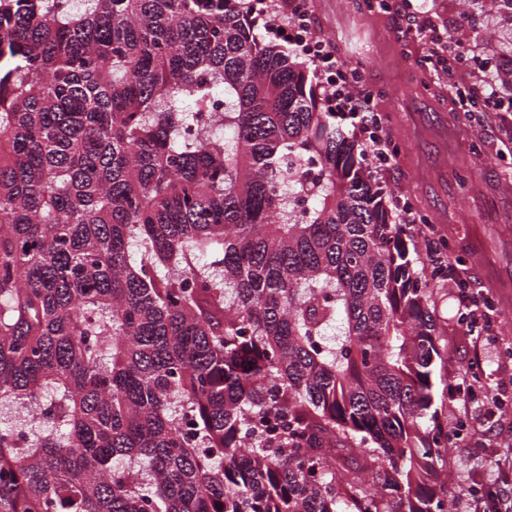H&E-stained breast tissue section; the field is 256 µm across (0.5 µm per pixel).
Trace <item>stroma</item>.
<instances>
[{"label":"stroma","mask_w":512,"mask_h":512,"mask_svg":"<svg viewBox=\"0 0 512 512\" xmlns=\"http://www.w3.org/2000/svg\"><path fill=\"white\" fill-rule=\"evenodd\" d=\"M311 17L326 41L335 43L341 61L363 59L362 90L375 91L373 109L383 133L398 154L391 164L373 163L376 180L390 198L410 197L420 221L406 227L416 245L418 264H428L430 246L448 243L463 279L479 284L488 302L494 331L488 343L477 344L459 322L458 286L433 279L431 307L442 329L443 358L433 374L438 426L447 429L448 496L458 500L477 483L512 487V472L503 473L490 459L500 447L512 446V86L497 89L500 111H467L466 93L478 90V74L486 70L485 41L512 48V29L501 26L496 12L465 13L460 0H409L410 12L358 13L352 0H308ZM429 17L440 30L463 35L472 46L471 66L449 70L427 64L431 45L402 40L408 15ZM483 151L475 155L472 143ZM471 175L468 192H460L456 175ZM482 358L505 405V416L489 417L480 401L464 407L466 429L449 417L448 389L472 381L474 360Z\"/></svg>","instance_id":"stroma-1"}]
</instances>
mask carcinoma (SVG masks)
<instances>
[{
    "label": "carcinoma",
    "mask_w": 512,
    "mask_h": 512,
    "mask_svg": "<svg viewBox=\"0 0 512 512\" xmlns=\"http://www.w3.org/2000/svg\"><path fill=\"white\" fill-rule=\"evenodd\" d=\"M261 0H0V512H444L440 334Z\"/></svg>",
    "instance_id": "carcinoma-1"
}]
</instances>
